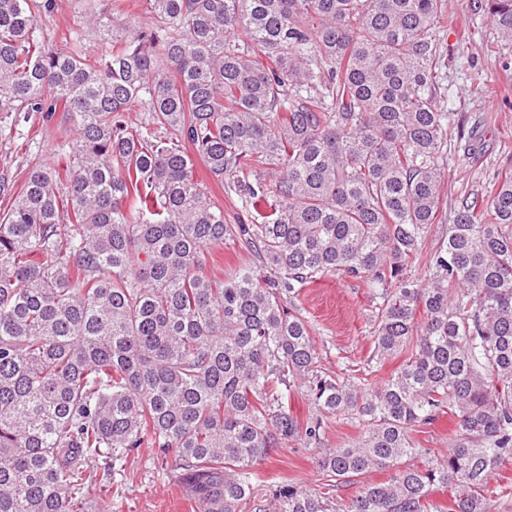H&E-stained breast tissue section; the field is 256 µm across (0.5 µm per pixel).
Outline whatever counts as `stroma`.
<instances>
[{
  "instance_id": "stroma-1",
  "label": "stroma",
  "mask_w": 512,
  "mask_h": 512,
  "mask_svg": "<svg viewBox=\"0 0 512 512\" xmlns=\"http://www.w3.org/2000/svg\"><path fill=\"white\" fill-rule=\"evenodd\" d=\"M448 12L458 23L442 37L448 60L446 104L464 117L466 126L483 119L487 128L484 157L477 165L454 156L448 160L443 218L428 237L431 247L443 225L452 222L463 196L483 188L512 159V71L491 67L483 54L484 46L496 41V31L487 21L470 17L467 0H448ZM69 137L68 127L57 120L24 127L19 136L7 128L0 130V178L20 187L30 161L54 152ZM296 303L313 325V339L327 374L364 366L373 342L372 302L363 284L329 274L305 288ZM261 471L255 492L259 512H272L282 485L313 487L321 477L315 450L297 444L279 449ZM178 473L175 458L161 461L155 449L141 448L122 475L123 493L113 500L112 512H193Z\"/></svg>"
}]
</instances>
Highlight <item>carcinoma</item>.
Wrapping results in <instances>:
<instances>
[{
  "label": "carcinoma",
  "instance_id": "carcinoma-1",
  "mask_svg": "<svg viewBox=\"0 0 512 512\" xmlns=\"http://www.w3.org/2000/svg\"><path fill=\"white\" fill-rule=\"evenodd\" d=\"M122 2L84 7L90 53L78 31L63 49L36 34L56 0H0L9 129L59 112L75 134L0 211V512H111L145 445L176 458L195 512H245L293 442L323 483L281 489L276 512H493L512 497L492 485L512 466V167L424 251L464 126L440 105L446 0H142L145 25ZM468 11L512 41V0ZM227 240L260 269L206 276ZM336 273L374 304L358 376L325 375L293 303ZM341 415L360 437L326 448ZM444 417L447 452L422 447ZM196 175L207 182L212 195L224 205V218L229 224H235L238 211L237 198L233 193H228L223 187L215 183H211L201 161H196Z\"/></svg>",
  "mask_w": 512,
  "mask_h": 512
}]
</instances>
